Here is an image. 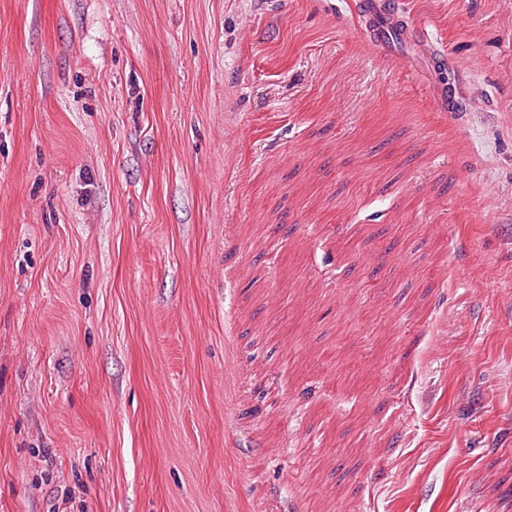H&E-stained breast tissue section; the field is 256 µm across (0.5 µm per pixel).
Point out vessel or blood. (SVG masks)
<instances>
[{
    "instance_id": "b4317fda",
    "label": "vessel or blood",
    "mask_w": 512,
    "mask_h": 512,
    "mask_svg": "<svg viewBox=\"0 0 512 512\" xmlns=\"http://www.w3.org/2000/svg\"><path fill=\"white\" fill-rule=\"evenodd\" d=\"M360 10L367 32L381 53L392 55L408 50L428 71L440 73L441 50L407 23L400 0H361Z\"/></svg>"
}]
</instances>
